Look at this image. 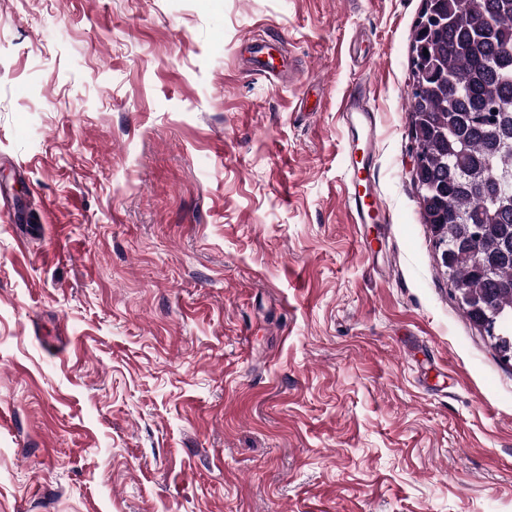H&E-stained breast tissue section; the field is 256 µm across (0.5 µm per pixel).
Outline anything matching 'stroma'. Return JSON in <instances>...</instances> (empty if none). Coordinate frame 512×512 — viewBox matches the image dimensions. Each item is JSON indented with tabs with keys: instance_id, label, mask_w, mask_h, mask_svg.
Wrapping results in <instances>:
<instances>
[{
	"instance_id": "stroma-1",
	"label": "stroma",
	"mask_w": 512,
	"mask_h": 512,
	"mask_svg": "<svg viewBox=\"0 0 512 512\" xmlns=\"http://www.w3.org/2000/svg\"><path fill=\"white\" fill-rule=\"evenodd\" d=\"M423 8L0 0V512H512V362L412 181ZM249 53L251 54L252 62L258 67L260 74L273 80L276 78L275 58L270 48L264 44H251L247 46ZM339 112L348 128L345 201L354 224H385L389 219L374 190L375 106L365 82L350 86Z\"/></svg>"
}]
</instances>
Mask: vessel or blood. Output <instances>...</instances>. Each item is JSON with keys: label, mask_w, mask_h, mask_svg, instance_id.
Segmentation results:
<instances>
[{"label": "vessel or blood", "mask_w": 512, "mask_h": 512, "mask_svg": "<svg viewBox=\"0 0 512 512\" xmlns=\"http://www.w3.org/2000/svg\"><path fill=\"white\" fill-rule=\"evenodd\" d=\"M248 51L260 74L275 78V58L270 48L252 44ZM340 110L348 128L345 201L351 221L355 224L387 223L388 216L374 190L376 109L366 83H355L345 91Z\"/></svg>", "instance_id": "vessel-or-blood-1"}]
</instances>
